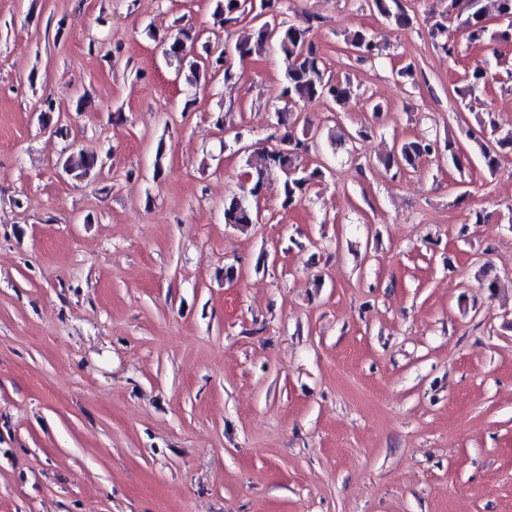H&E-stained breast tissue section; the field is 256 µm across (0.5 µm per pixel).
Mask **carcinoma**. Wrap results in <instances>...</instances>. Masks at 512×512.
<instances>
[{"label": "carcinoma", "instance_id": "carcinoma-1", "mask_svg": "<svg viewBox=\"0 0 512 512\" xmlns=\"http://www.w3.org/2000/svg\"><path fill=\"white\" fill-rule=\"evenodd\" d=\"M494 2L497 26H490L489 18L480 9L468 13L462 20L469 43H512V0ZM211 4L215 23L224 29V41L202 42L192 28L183 26L164 41V55L174 66L175 77L192 88L209 75L221 73L226 82L238 78L237 72L224 58L226 42L241 61L263 47L288 59L284 79L274 90L275 99L282 103V107L275 112V134L269 138L294 141L296 147L285 151L274 147L252 154L248 147L241 145L242 132L238 131L232 139L224 141V150L243 153L245 175L251 184L250 195L255 198L266 190L264 171L271 167L282 170L285 179L279 193L280 206L284 210L292 209L305 200L313 186L326 182L329 173V167L323 162L314 165L301 162L302 156L322 151L323 134L314 132L313 123L303 113L293 111L292 106L302 101H319L338 108L350 97L351 84L327 72L325 60L312 39L313 32L322 26L320 17L305 13L292 19L282 10L281 0H211ZM367 4L397 28L410 24L411 17L404 0H367ZM455 14H460L459 0H448L446 10L429 25L431 38L442 39L440 47L450 56L454 55L457 45L448 39V19ZM346 45L361 61H370L380 52L377 36L364 28L350 33ZM487 81L488 73L476 70L465 84L456 89V94L464 101L474 96ZM41 112L47 119L56 115L57 132L69 136L63 113L53 99L47 97L42 101ZM442 149L448 151L452 162H457L459 148L455 141L448 139L442 145L436 139H420L396 145L380 160V164L386 172L396 175L416 167L422 157ZM505 151H512V132L497 137L492 145L479 143L482 163L491 174L497 171L501 153ZM63 165L67 166L73 178L82 180L95 172L98 159L74 150L65 158ZM258 218V212L243 200L233 196L224 201V223L246 226L257 223Z\"/></svg>", "mask_w": 512, "mask_h": 512}]
</instances>
